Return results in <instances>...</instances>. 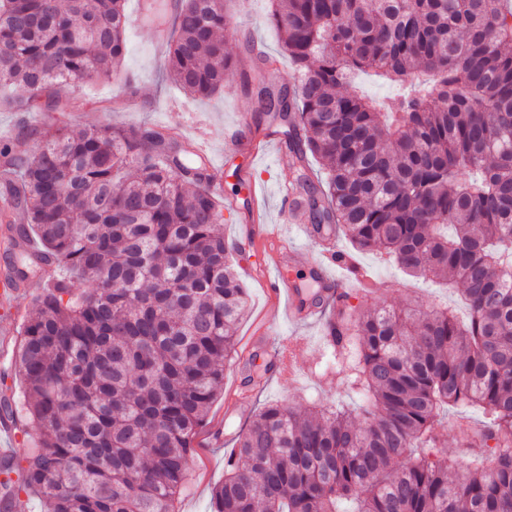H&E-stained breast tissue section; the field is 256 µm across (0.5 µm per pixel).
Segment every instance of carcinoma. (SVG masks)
<instances>
[{"label": "carcinoma", "mask_w": 512, "mask_h": 512, "mask_svg": "<svg viewBox=\"0 0 512 512\" xmlns=\"http://www.w3.org/2000/svg\"><path fill=\"white\" fill-rule=\"evenodd\" d=\"M271 2L291 71L258 90L257 112L297 161L311 223L460 284L469 318L343 303L325 343L358 411L264 406L211 512H512V5ZM126 26L125 0H0V108L24 121L64 110L65 90L117 72ZM226 27L224 0L175 14L167 70L186 94L224 90ZM369 70L389 97L336 93ZM216 178L191 143L146 124L26 125L0 140V197L24 219L6 279H42L13 350L21 401L0 372L4 417L36 428L0 458L4 500L177 512L246 310ZM456 405L482 416L457 424L463 466L433 453Z\"/></svg>", "instance_id": "obj_1"}]
</instances>
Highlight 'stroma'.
Instances as JSON below:
<instances>
[{
  "instance_id": "stroma-1",
  "label": "stroma",
  "mask_w": 512,
  "mask_h": 512,
  "mask_svg": "<svg viewBox=\"0 0 512 512\" xmlns=\"http://www.w3.org/2000/svg\"><path fill=\"white\" fill-rule=\"evenodd\" d=\"M227 9L237 21L226 38V47L235 58H253V44H261L270 55H280L278 30L269 23V0H228ZM128 16L124 74L134 80V93L116 97L115 82L94 79L84 83L75 93L66 119L74 129L90 125L129 126L146 123L172 127L184 137L200 141L211 162L221 164L224 180L216 187L218 195L239 192L242 181L255 183L267 202L271 225L280 238L293 244L302 239L295 225L286 221L278 204V191L293 178V159L287 148L253 160L229 144L226 136L238 124L240 107L255 109L256 94H245L239 73L226 79L222 94L209 98H192L178 89L166 72L165 49L156 40V29L139 14V0H126ZM376 285L373 303L403 309L416 304L427 309L445 305L466 319L468 309L459 286L438 284L403 274L380 255L356 254ZM233 261L242 275L248 294L247 313L237 324V346L224 371V389L213 403L206 426L196 439L191 462L188 489L177 504L179 512H211V490L224 478V455L231 439L241 426L265 404L283 401L295 407L342 405L356 408L358 396L347 390L339 376L330 373L325 354L321 324L298 326L280 321L273 335H265L263 327L273 317V307L263 288L265 273L254 265L253 249L234 255ZM297 341L295 379L286 381L265 378L256 384L258 372L265 366L267 352L288 341ZM250 386V402L241 413L231 411L229 400L236 381Z\"/></svg>"
}]
</instances>
